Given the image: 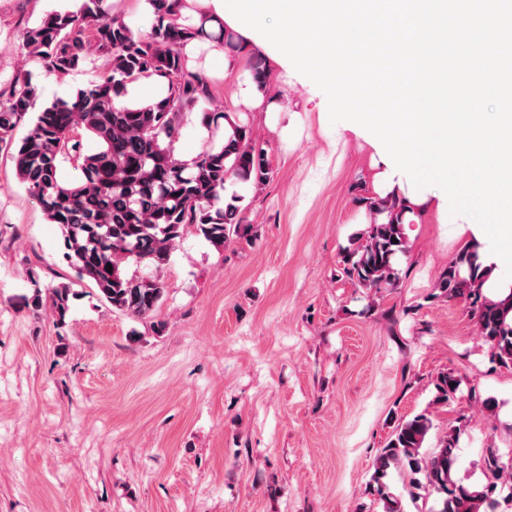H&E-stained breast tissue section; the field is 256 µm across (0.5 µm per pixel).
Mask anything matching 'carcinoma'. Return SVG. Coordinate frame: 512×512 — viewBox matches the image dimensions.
I'll list each match as a JSON object with an SVG mask.
<instances>
[{
  "mask_svg": "<svg viewBox=\"0 0 512 512\" xmlns=\"http://www.w3.org/2000/svg\"><path fill=\"white\" fill-rule=\"evenodd\" d=\"M104 0H81L73 10L48 13L24 33L28 54L46 72L66 76L81 67L85 53L104 61L102 77L80 88L69 99L57 98L37 112L12 153L20 183L37 201L47 220L60 226L64 257L78 280H89L113 309L146 316L160 305L165 288L153 277L130 275L132 262L159 269L170 259L175 243L189 232L203 236L218 252L224 251L230 230L240 228L239 198L220 205L225 183L233 178L261 184L269 176L264 153L251 142L249 130L224 112L206 110L202 122L217 131L229 124L232 134L203 150L187 163L174 153L179 116L211 101L210 86L200 75L186 72L182 49L197 37L224 40V26L207 30L203 16L193 28L180 22V0H150L152 17L147 30H133L111 17ZM138 76H157L167 82L168 94L147 106L120 101L127 82ZM37 88L23 74L11 82V95L0 104V144L10 145L14 130L25 121ZM89 136L97 150L86 153ZM70 163L80 171L64 179L60 167ZM385 222H375L353 239L345 255L344 275L362 288L393 286L396 261L405 252L403 209L384 201ZM112 271H107V266ZM477 250L464 249L440 275L436 288L450 300L468 301L469 313L490 346L499 366L512 368V294L489 299L481 288L483 275ZM70 289L56 288L51 299L61 318L69 309ZM458 380L438 376L433 403L446 405L458 391ZM433 429L427 413L400 421L376 457L371 495L382 512H404L402 498L390 491L386 478L393 469L409 476L410 496L427 491L426 512H497L512 502V463L489 447L482 459L484 480L463 484L457 477L456 449L464 425L448 430L437 445L425 444ZM511 492L502 495L504 487Z\"/></svg>",
  "mask_w": 512,
  "mask_h": 512,
  "instance_id": "cac0c4a2",
  "label": "carcinoma"
}]
</instances>
